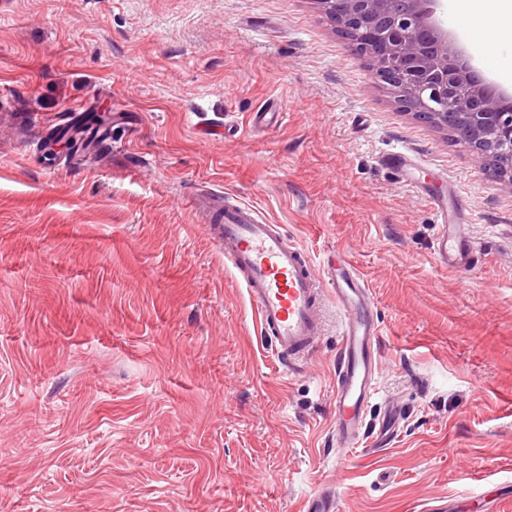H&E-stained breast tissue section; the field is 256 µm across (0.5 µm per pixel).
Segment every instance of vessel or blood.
<instances>
[{"label": "vessel or blood", "instance_id": "vessel-or-blood-1", "mask_svg": "<svg viewBox=\"0 0 512 512\" xmlns=\"http://www.w3.org/2000/svg\"><path fill=\"white\" fill-rule=\"evenodd\" d=\"M193 205L208 211L222 208V223L204 225L203 230L220 244L225 263L244 287L259 327L278 356L293 359L322 335L319 298L323 291H331L343 313L333 434L338 447H355L379 368V331L372 292L364 278L344 258L328 265L323 277H316L306 254L282 226L266 223L251 205L229 196L220 202L201 197ZM436 251L444 264L466 263L456 233L441 234Z\"/></svg>", "mask_w": 512, "mask_h": 512}]
</instances>
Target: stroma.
<instances>
[{
	"mask_svg": "<svg viewBox=\"0 0 512 512\" xmlns=\"http://www.w3.org/2000/svg\"><path fill=\"white\" fill-rule=\"evenodd\" d=\"M0 10V512H512V186L394 103L315 0ZM280 125L254 128L263 107ZM89 152L50 153L77 109ZM398 154L420 161L414 176ZM448 199L467 263L439 262ZM371 288L377 392L339 448L340 314L285 366L195 195Z\"/></svg>",
	"mask_w": 512,
	"mask_h": 512,
	"instance_id": "obj_1",
	"label": "stroma"
}]
</instances>
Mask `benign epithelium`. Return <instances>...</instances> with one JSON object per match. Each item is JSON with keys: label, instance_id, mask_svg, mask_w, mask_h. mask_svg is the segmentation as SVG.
<instances>
[{"label": "benign epithelium", "instance_id": "benign-epithelium-1", "mask_svg": "<svg viewBox=\"0 0 512 512\" xmlns=\"http://www.w3.org/2000/svg\"><path fill=\"white\" fill-rule=\"evenodd\" d=\"M398 107L450 132L512 184V95L448 39L441 0H315Z\"/></svg>", "mask_w": 512, "mask_h": 512}]
</instances>
